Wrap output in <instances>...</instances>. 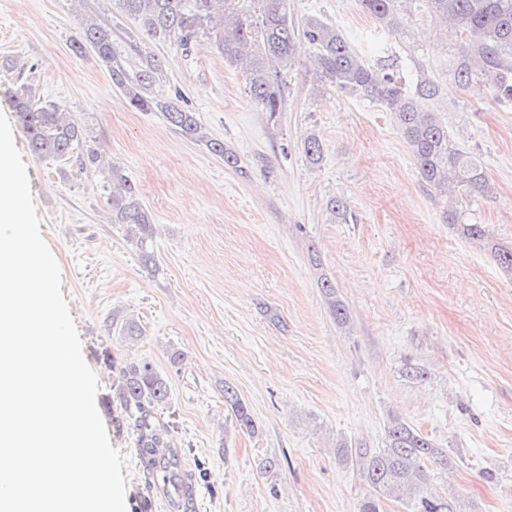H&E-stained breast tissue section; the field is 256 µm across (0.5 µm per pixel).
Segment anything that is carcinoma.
<instances>
[{
	"mask_svg": "<svg viewBox=\"0 0 512 512\" xmlns=\"http://www.w3.org/2000/svg\"><path fill=\"white\" fill-rule=\"evenodd\" d=\"M118 2L122 11L137 22L141 35L168 41L185 55L199 38L207 37L224 60L243 71L250 98L272 119L282 111L284 77L292 66L295 42L304 37L314 49V70L321 81L393 113L432 197L444 201L446 222L462 239L489 249L503 271L512 275V242H499L488 225L467 221V211L475 198L488 194L491 187L479 158L449 140L448 126L435 107L440 86L419 61H413L416 74L408 84L399 71L366 60L336 27L316 17L298 25L289 20L286 0H250L253 9L241 6L245 0ZM360 2L381 28L395 33L403 25L406 4L411 0ZM420 2L429 14L464 37L462 49L450 63L455 82L462 88L482 82L496 102L512 107V0ZM88 49L107 70L129 107L161 113L182 136L224 158L226 166L239 168L236 155L224 148L223 141L208 136L180 92L160 90L165 75L158 58L142 53L137 71L129 72L112 48V30L84 18L72 50L81 55ZM10 98L32 153L40 159L67 161L81 171L96 172L100 176L99 194L110 212L111 223L123 225L144 268H157L151 248L155 234L152 216L124 170L104 163L90 145L89 126L64 106L36 98L29 75L10 91ZM303 151L313 165L323 158V145L314 135L304 141ZM319 284L330 315L336 323L347 324L349 313L338 298L336 285L325 275ZM112 325L128 339L142 335L141 326L132 318H114ZM106 405L119 408L118 429L132 427L147 470L161 485L172 508L189 507L194 496L193 478L183 470L181 456L173 449V422L161 420L170 408L168 378L146 360L129 361ZM224 406L235 426L255 432L256 421L247 404L229 385L224 386ZM337 454L355 465L373 491L361 502L359 512H381L383 501L405 497L410 498L413 512H456L454 498L423 490L430 478V466L448 465V454L399 419L388 423L385 447L342 442Z\"/></svg>",
	"mask_w": 512,
	"mask_h": 512,
	"instance_id": "cac0c4a2",
	"label": "carcinoma"
}]
</instances>
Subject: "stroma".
<instances>
[{"mask_svg":"<svg viewBox=\"0 0 512 512\" xmlns=\"http://www.w3.org/2000/svg\"><path fill=\"white\" fill-rule=\"evenodd\" d=\"M85 14L111 28L128 69L142 51L162 59L165 89L185 94L241 170L160 113L131 109L92 55H75ZM288 16L331 23L371 61L410 54L425 65L440 84L449 138L482 160L491 186L469 220L511 242L512 108L488 87L455 83L452 29L421 9L404 33L386 35L359 0H288ZM136 30L115 0H0V56L35 64L37 95L88 122L156 226L150 271L110 222L96 174L35 158L14 128L98 378V411L126 460V512H172L134 434L117 429L104 404L119 366L142 359L169 377L173 443L195 481L191 512H358L371 489L336 446L383 447L396 418L448 452L428 492L453 496L458 512H512V275L444 224L393 115L321 82L300 41L273 120L207 38L186 56L164 40L135 39ZM310 135L324 146L316 165L303 152ZM334 197L346 202V220L329 213ZM323 275L349 312L346 325L326 308ZM114 315L133 317L142 336L111 332ZM174 350L185 355L176 367ZM414 366L423 377L408 376ZM228 385L250 407L255 433L228 419Z\"/></svg>","mask_w":512,"mask_h":512,"instance_id":"stroma-1","label":"stroma"}]
</instances>
